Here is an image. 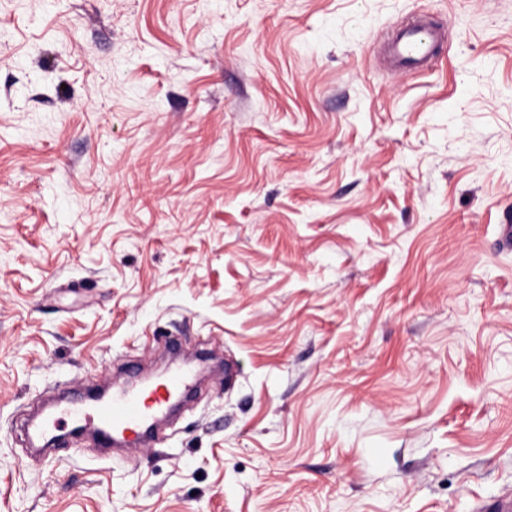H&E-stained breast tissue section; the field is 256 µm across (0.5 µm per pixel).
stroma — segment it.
<instances>
[{
	"mask_svg": "<svg viewBox=\"0 0 512 512\" xmlns=\"http://www.w3.org/2000/svg\"><path fill=\"white\" fill-rule=\"evenodd\" d=\"M511 219L512 0H0V512L512 492ZM170 340L233 379L129 457L27 458L33 400ZM440 32L436 27L415 24L400 31L393 45V56L403 71H415L437 51Z\"/></svg>",
	"mask_w": 512,
	"mask_h": 512,
	"instance_id": "obj_1",
	"label": "stroma"
}]
</instances>
